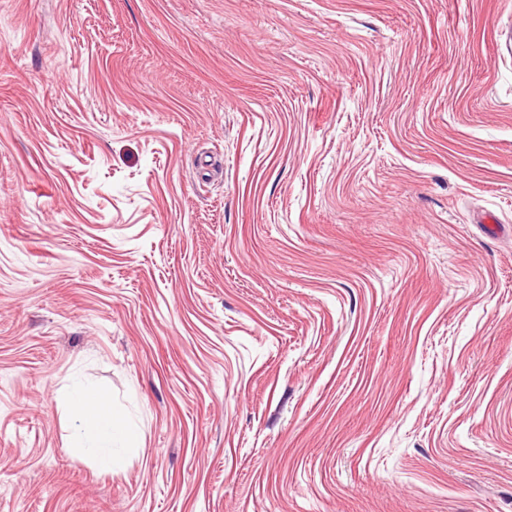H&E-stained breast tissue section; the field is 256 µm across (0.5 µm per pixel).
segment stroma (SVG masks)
I'll return each instance as SVG.
<instances>
[{
    "label": "stroma",
    "mask_w": 512,
    "mask_h": 512,
    "mask_svg": "<svg viewBox=\"0 0 512 512\" xmlns=\"http://www.w3.org/2000/svg\"><path fill=\"white\" fill-rule=\"evenodd\" d=\"M509 23L0 0V512H512ZM72 410L80 422L81 436L100 468L108 471L119 467L122 459L113 453L112 443L122 430L112 410L98 401L89 390L75 391L70 398Z\"/></svg>",
    "instance_id": "35a3bbf8"
}]
</instances>
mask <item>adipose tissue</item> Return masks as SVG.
Listing matches in <instances>:
<instances>
[{
  "instance_id": "adipose-tissue-1",
  "label": "adipose tissue",
  "mask_w": 512,
  "mask_h": 512,
  "mask_svg": "<svg viewBox=\"0 0 512 512\" xmlns=\"http://www.w3.org/2000/svg\"><path fill=\"white\" fill-rule=\"evenodd\" d=\"M70 405L80 422L81 435L87 448L94 454L100 468L109 471L119 467L122 460L114 454L112 443L121 428L111 409L86 389L75 391L70 398Z\"/></svg>"
}]
</instances>
